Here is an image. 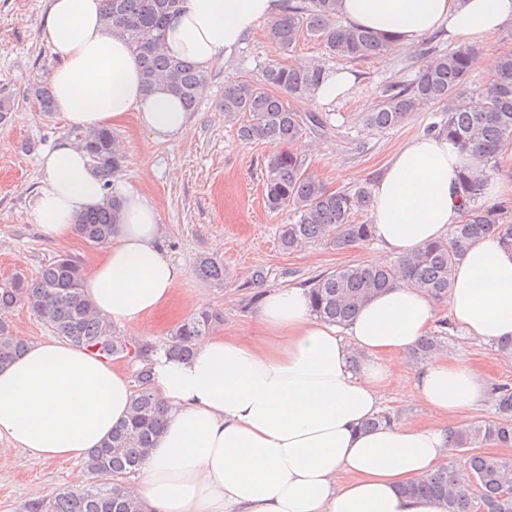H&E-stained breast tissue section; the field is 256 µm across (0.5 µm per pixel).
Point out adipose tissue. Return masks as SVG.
<instances>
[{"label": "adipose tissue", "instance_id": "adipose-tissue-1", "mask_svg": "<svg viewBox=\"0 0 512 512\" xmlns=\"http://www.w3.org/2000/svg\"><path fill=\"white\" fill-rule=\"evenodd\" d=\"M284 0H181L165 33L169 55L210 68ZM346 25L371 30L396 50L432 34L472 41L512 22V0H338ZM42 38L56 62L48 83L67 122L82 131L135 117L151 141L178 139L189 114L164 86L145 91L127 42L106 28L102 0H49ZM462 155L437 134L404 142L372 192L378 245L409 253L446 238L462 216ZM33 194L43 233L70 238L107 190L76 142L41 156ZM120 224L84 275L87 296L112 321L133 326L168 305L180 278L163 226L145 195L119 189ZM448 316L486 342L512 338V250L489 236L456 266ZM436 326L434 301L396 284L366 302L346 327L316 317L307 288L267 291L254 333L201 338L185 360L151 357L166 426L125 491L147 512H444L405 485L444 465L448 428L482 405L483 375L460 356L436 353L414 371L410 394L426 424L366 429L380 413L392 356ZM132 382L104 359L47 339L0 369V438L38 460L80 458L128 416Z\"/></svg>", "mask_w": 512, "mask_h": 512}]
</instances>
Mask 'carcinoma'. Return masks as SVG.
Instances as JSON below:
<instances>
[{"mask_svg": "<svg viewBox=\"0 0 512 512\" xmlns=\"http://www.w3.org/2000/svg\"><path fill=\"white\" fill-rule=\"evenodd\" d=\"M177 3L104 0L102 17L138 56L145 89L150 91L162 81L185 110L192 112L196 89L207 82L209 74L165 51L164 31ZM336 15V0H289L285 13L269 27V40L277 51L287 53L307 32L321 39L331 55L350 62L377 58L387 51L388 45L377 34L337 25ZM470 58L467 46L424 57L415 78L386 85L379 103L362 117L363 126L370 130H389L431 105L445 107L441 120L431 124L428 131L444 135L466 156L457 186L467 203L461 222L448 238L427 243L387 264L358 263L312 278L307 286L317 317L344 325L365 302L400 281L436 301L445 300L458 261L478 238L493 234L512 249V222L505 216V205L484 199L485 187L497 177L504 155L512 147V53L494 59L490 78L480 91V110L470 107ZM325 75L326 69L319 62H273L259 79L224 88L220 102L221 111L239 123L242 140L280 147L265 172L264 200L270 211L292 214L291 222L279 231L285 250L316 242L341 249L366 245L374 238L373 224L353 220L354 215L371 210V189L366 185L329 189L305 167V160L295 149L308 125L322 126L326 120L318 115L303 117L290 108L288 99L310 95ZM31 96L40 111H55L49 86H34ZM76 143L88 153L105 186H111L124 162L123 147L112 131H81L76 134ZM120 210V198L108 197L102 206L82 216L76 233L91 245L108 244L118 230ZM197 270L203 280L224 288V264L220 260L202 256ZM22 303L62 340L109 360L127 358L139 363L127 419L82 460L83 470L97 482L60 491L52 498L30 500L24 505L25 512H147L140 501L125 495L112 477L137 475L154 438L165 426L166 408L153 385L148 361L160 348L172 358L190 356L196 342L213 332L223 315L201 311L189 316L160 346L147 341H116L112 322L95 313L85 294L81 264L70 256H58L44 265L36 279L17 276L0 287V367L10 364L29 346L12 334L3 318ZM442 348L443 336L432 333L421 339L411 357L416 361L429 359ZM489 400L496 410L495 419L460 423L448 431L451 450L461 455L463 465L442 466L406 485L404 493L437 498L444 503L445 512H512V459L481 451L486 442L512 447V384H493Z\"/></svg>", "mask_w": 512, "mask_h": 512, "instance_id": "obj_1", "label": "carcinoma"}]
</instances>
